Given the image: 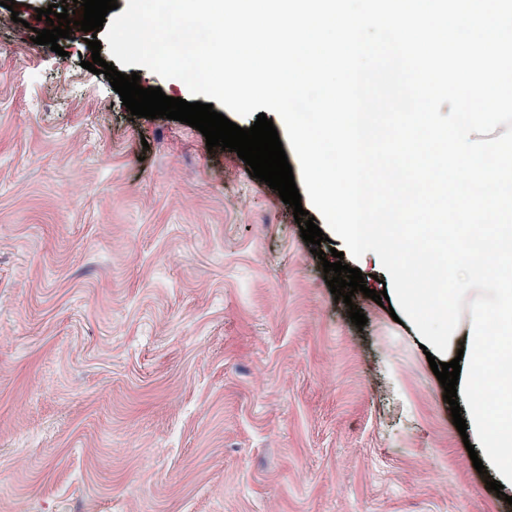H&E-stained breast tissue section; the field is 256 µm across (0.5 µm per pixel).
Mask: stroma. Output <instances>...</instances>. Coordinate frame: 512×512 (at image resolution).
<instances>
[{
    "label": "stroma",
    "instance_id": "35a3bbf8",
    "mask_svg": "<svg viewBox=\"0 0 512 512\" xmlns=\"http://www.w3.org/2000/svg\"><path fill=\"white\" fill-rule=\"evenodd\" d=\"M52 2L0 28V512H512L412 324L335 301L277 191L131 118L83 31L34 44Z\"/></svg>",
    "mask_w": 512,
    "mask_h": 512
}]
</instances>
